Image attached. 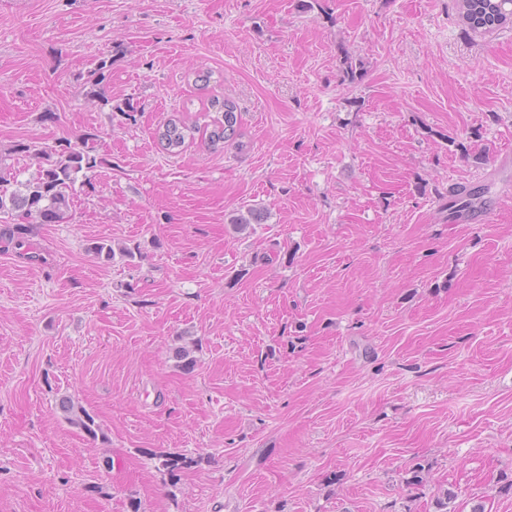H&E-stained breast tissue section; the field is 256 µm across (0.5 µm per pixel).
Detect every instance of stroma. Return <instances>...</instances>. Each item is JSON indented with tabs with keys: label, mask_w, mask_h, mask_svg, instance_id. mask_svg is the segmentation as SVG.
Instances as JSON below:
<instances>
[{
	"label": "stroma",
	"mask_w": 512,
	"mask_h": 512,
	"mask_svg": "<svg viewBox=\"0 0 512 512\" xmlns=\"http://www.w3.org/2000/svg\"><path fill=\"white\" fill-rule=\"evenodd\" d=\"M224 96L240 143L162 149ZM89 133L70 222L0 239V512H512V23L0 0V162ZM187 132H191V128L186 126L180 119L171 118L163 125L158 132L163 149L170 154H180L185 147ZM60 405L66 415L65 418L70 423L80 426L89 435H97V430L100 428L94 415L81 406H75L69 397L63 398Z\"/></svg>",
	"instance_id": "stroma-1"
}]
</instances>
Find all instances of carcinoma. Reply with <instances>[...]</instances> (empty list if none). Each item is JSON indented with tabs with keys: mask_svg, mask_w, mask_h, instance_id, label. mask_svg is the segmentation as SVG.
Instances as JSON below:
<instances>
[{
	"mask_svg": "<svg viewBox=\"0 0 512 512\" xmlns=\"http://www.w3.org/2000/svg\"><path fill=\"white\" fill-rule=\"evenodd\" d=\"M463 23L472 31L495 27V15L490 0H459ZM111 66L101 60L90 71L87 79L93 87H101L110 76ZM222 117L213 120L209 140L212 143L229 142L237 136L238 106L230 97H224ZM191 128L181 120L171 118L158 132L163 149L170 154L184 150L187 132ZM38 169L34 176L24 181L8 168L0 167V237L15 238L23 231L21 225H10L9 220L19 217L28 224H66L72 216V206L79 179L90 181L98 167L93 147L88 140L76 147H44L38 152ZM66 419L91 436L97 435L99 425L95 416L66 397L60 402ZM197 460L181 454L159 457V468L173 474Z\"/></svg>",
	"mask_w": 512,
	"mask_h": 512,
	"instance_id": "carcinoma-1",
	"label": "carcinoma"
}]
</instances>
